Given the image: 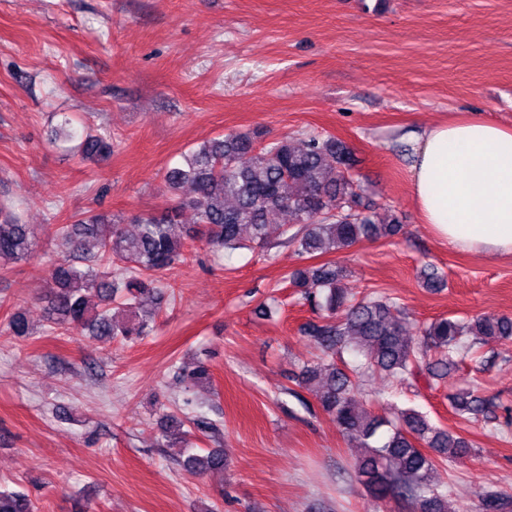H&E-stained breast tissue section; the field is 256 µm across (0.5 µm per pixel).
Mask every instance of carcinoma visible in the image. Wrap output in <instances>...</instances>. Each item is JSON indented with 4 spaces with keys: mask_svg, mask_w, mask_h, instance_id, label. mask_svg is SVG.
<instances>
[{
    "mask_svg": "<svg viewBox=\"0 0 512 512\" xmlns=\"http://www.w3.org/2000/svg\"><path fill=\"white\" fill-rule=\"evenodd\" d=\"M112 152V138L88 134L79 145L81 160H99ZM186 165L166 171L167 191L185 185L190 194L178 197L176 207L194 212L195 228L187 235L202 237L217 253L237 249H269V215L287 211L299 228L286 225L284 243L302 255L336 254L364 239H392L402 232L400 218L389 215L377 223L371 205L357 192L351 171L353 149L333 136L310 135L297 145L284 135L258 141L248 133H228L192 149ZM173 212L131 218L124 222L90 214L66 224L58 234L71 253H83L81 268L61 259L55 263L53 286L43 300V317L59 328L85 330L91 336L126 341L149 335L154 314L139 310L140 297L158 294V274L184 255L185 241L171 230ZM250 243L241 241V230ZM33 225L22 223L8 206L0 204V268L26 262L36 254ZM346 267L336 261L307 265L289 274L291 284L317 318L302 332L322 353V360L306 364L301 382L319 381L315 396L323 412L336 422L342 436L363 449L354 467V480L376 500L404 498L417 512H456L448 500L443 462L471 451L465 437L436 427L419 412L380 401L393 419L376 414L357 402L354 391L363 378L384 372L401 384L418 380L426 370L435 378L448 372L453 353H470L488 338H512V316L484 315L469 320L439 317L407 332L400 307L385 296L366 294L354 299L344 280ZM11 335H29L27 312L18 310L7 323ZM363 360L336 365L342 353ZM176 378L188 391L210 383V369L200 363L178 368ZM459 417L476 416L483 401L475 389L453 397ZM214 426L188 416L161 417L160 438L166 448H180L182 465L191 474L220 472L224 454L204 456L190 452L193 430ZM0 512H38L29 494L0 490Z\"/></svg>",
    "mask_w": 512,
    "mask_h": 512,
    "instance_id": "obj_1",
    "label": "carcinoma"
}]
</instances>
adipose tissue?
Segmentation results:
<instances>
[{"label":"adipose tissue","instance_id":"obj_1","mask_svg":"<svg viewBox=\"0 0 512 512\" xmlns=\"http://www.w3.org/2000/svg\"><path fill=\"white\" fill-rule=\"evenodd\" d=\"M410 184L417 209L439 239L512 257V128L470 117L426 127Z\"/></svg>","mask_w":512,"mask_h":512}]
</instances>
